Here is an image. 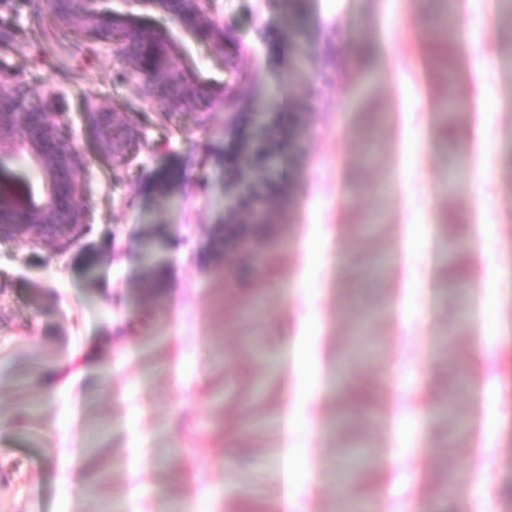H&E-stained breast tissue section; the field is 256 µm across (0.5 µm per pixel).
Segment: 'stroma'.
<instances>
[{
	"mask_svg": "<svg viewBox=\"0 0 512 512\" xmlns=\"http://www.w3.org/2000/svg\"><path fill=\"white\" fill-rule=\"evenodd\" d=\"M212 23L233 33L234 68L212 44L170 16L163 27L199 79L235 88L206 112L170 114L112 44L92 45L50 16L46 0L0 5V69L31 96L54 93L88 164L81 191L89 225L53 241L0 242V512H338L336 475L345 434L336 382L321 370L326 346L343 345L360 314L381 310L382 353L347 370L373 384L374 410L400 418L390 446L370 425L373 454L391 469L367 473L377 512H512V10L462 0L455 11L458 77L449 94L457 129L480 122L485 137L462 154L485 172L432 195L448 176L441 81L422 44L440 0H212ZM350 36L386 55L367 69L336 63ZM485 73L474 87L472 64ZM290 100L296 137L288 202L270 199L267 223L244 249L225 250L224 187L233 141L252 136L249 117ZM120 105L121 123L144 138L132 159L101 158L96 112ZM176 172L166 184L163 173ZM480 192L482 208L470 203ZM382 213L371 243L362 224ZM480 227L481 298L468 320L496 336L478 380L460 400L477 446L443 457L447 434L432 413L448 396L449 355L470 348L449 335L444 267L447 214ZM400 253L369 298L355 296L370 255ZM295 275L283 319L278 280ZM300 326L302 365L292 425L294 466L281 472L284 393L257 346L279 349L289 320ZM106 379L93 384L89 362ZM61 367L59 387L36 381ZM86 489L71 484L73 469Z\"/></svg>",
	"mask_w": 512,
	"mask_h": 512,
	"instance_id": "stroma-1",
	"label": "stroma"
}]
</instances>
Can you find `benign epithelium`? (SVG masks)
I'll return each mask as SVG.
<instances>
[{"label": "benign epithelium", "instance_id": "7a95c632", "mask_svg": "<svg viewBox=\"0 0 512 512\" xmlns=\"http://www.w3.org/2000/svg\"><path fill=\"white\" fill-rule=\"evenodd\" d=\"M109 0H48L57 23L80 33L92 43H113L121 31L133 34L135 45L123 57L133 63L152 84L170 92L161 97L171 111L191 110L195 97L173 65L175 52L167 33L151 25L138 24L137 15L115 11ZM128 7L150 8L174 17L189 31L219 32L208 18L207 0H126ZM27 88L13 76L0 70V238L30 237L49 240L78 227L87 226L86 211L79 204V173L86 160L75 147L65 124L49 118L48 110L30 107ZM117 113L112 110L96 116L98 151L112 156L122 152L139 138L136 129L121 133L115 128ZM24 158L39 173L45 199L34 200L31 190L18 193L12 186L13 175L4 158ZM241 180L224 189V246L242 248L249 244V225L233 224L238 212Z\"/></svg>", "mask_w": 512, "mask_h": 512}]
</instances>
